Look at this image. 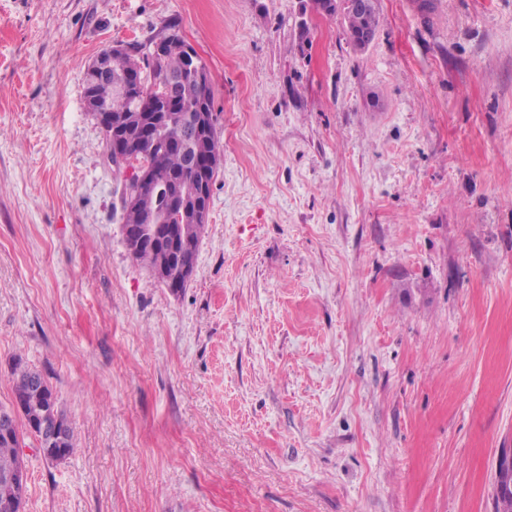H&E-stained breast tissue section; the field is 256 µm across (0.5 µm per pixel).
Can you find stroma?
<instances>
[{"instance_id": "35a3bbf8", "label": "stroma", "mask_w": 512, "mask_h": 512, "mask_svg": "<svg viewBox=\"0 0 512 512\" xmlns=\"http://www.w3.org/2000/svg\"><path fill=\"white\" fill-rule=\"evenodd\" d=\"M0 0V406L40 371L77 449L25 512H493L512 448V0ZM178 32L222 161L171 293L123 239L84 97ZM373 3V0H347L348 6L358 12L345 10L341 14V19L346 27V32L350 41L354 45H357V48L360 50H365L370 46L376 33V29L369 30L373 23L376 25V17L375 19L374 17L370 19L367 15H365L373 14ZM366 30L368 31L364 33V35L359 40H357L355 44L354 40L360 37L363 31Z\"/></svg>"}]
</instances>
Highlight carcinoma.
<instances>
[{
    "label": "carcinoma",
    "instance_id": "1",
    "mask_svg": "<svg viewBox=\"0 0 512 512\" xmlns=\"http://www.w3.org/2000/svg\"><path fill=\"white\" fill-rule=\"evenodd\" d=\"M341 19L352 41L376 22V19H371L363 13L349 10L343 11ZM161 42L164 44L163 62H153L148 53L150 45L129 43L124 52L111 61L110 78L97 82L91 88L84 87V92H94L95 96L109 104L114 114L150 112L155 115L162 113L158 103L165 95L169 77L183 74L185 79L175 89L179 111L194 112L203 99L206 100L208 108H213L212 85L206 86L204 97L201 98L192 77L186 75L189 62L183 37L174 31L163 37ZM132 69L139 70L143 75V87L137 99H130L114 89L120 76ZM134 153L138 156L139 163L149 166L157 180L177 186L184 194L190 193L198 179V173L186 166L184 151L181 149L174 148L164 152L136 149ZM126 194L137 195L145 208L154 206L155 192L150 187L132 182L127 185ZM203 233V225L186 224L178 228L179 243L176 251L146 244L134 249L131 255L155 275L165 264L195 261L197 245ZM11 376L13 402L21 406L23 418L13 430L12 436L0 435V504L27 494V491L6 480L7 475L24 465L20 454L23 431L27 430L34 434L42 448L63 449L66 458L70 457L75 449L73 429L64 412L58 409L54 392L42 373L22 367V361L18 360L11 369Z\"/></svg>",
    "mask_w": 512,
    "mask_h": 512
}]
</instances>
